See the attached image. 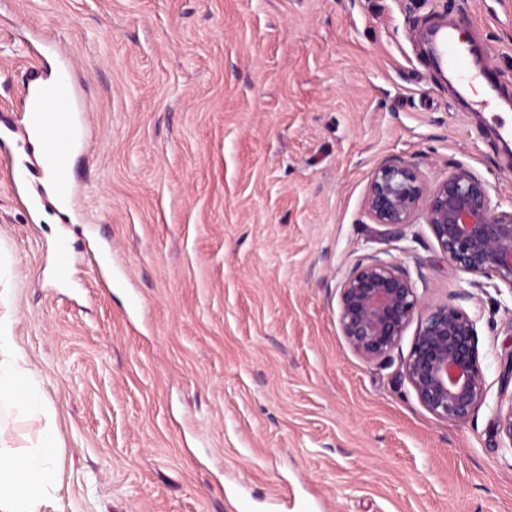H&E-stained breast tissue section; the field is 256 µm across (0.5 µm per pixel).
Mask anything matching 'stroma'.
Wrapping results in <instances>:
<instances>
[{"label":"stroma","mask_w":512,"mask_h":512,"mask_svg":"<svg viewBox=\"0 0 512 512\" xmlns=\"http://www.w3.org/2000/svg\"><path fill=\"white\" fill-rule=\"evenodd\" d=\"M461 25L512 101V0H0V127L25 77L72 60L80 220L18 196L0 149L13 336L55 411L47 512H512V285L449 264L415 215L364 209L373 170H465L512 209L500 110L461 99L414 33ZM67 234L76 262L53 273ZM477 320L485 396L450 425L339 326L360 260Z\"/></svg>","instance_id":"1"}]
</instances>
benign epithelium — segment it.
Masks as SVG:
<instances>
[{
    "instance_id": "7a95c632",
    "label": "benign epithelium",
    "mask_w": 512,
    "mask_h": 512,
    "mask_svg": "<svg viewBox=\"0 0 512 512\" xmlns=\"http://www.w3.org/2000/svg\"><path fill=\"white\" fill-rule=\"evenodd\" d=\"M366 213L396 236L416 212L458 271L495 274L512 285V211L491 208L487 185L459 171L432 187L417 165L385 163L372 173ZM416 336L405 359V375L419 403L451 425L466 422L484 396L476 319L450 303L428 304L410 275L395 263L370 256L357 262L340 288L339 324L352 349L367 360L384 358L414 316ZM497 432L512 447V408L498 415Z\"/></svg>"
}]
</instances>
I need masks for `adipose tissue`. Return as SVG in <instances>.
<instances>
[{
	"label": "adipose tissue",
	"instance_id": "1",
	"mask_svg": "<svg viewBox=\"0 0 512 512\" xmlns=\"http://www.w3.org/2000/svg\"><path fill=\"white\" fill-rule=\"evenodd\" d=\"M0 316V413L16 420L44 418L35 437L17 442L0 426V512H45L60 488L58 433L41 383Z\"/></svg>",
	"mask_w": 512,
	"mask_h": 512
}]
</instances>
